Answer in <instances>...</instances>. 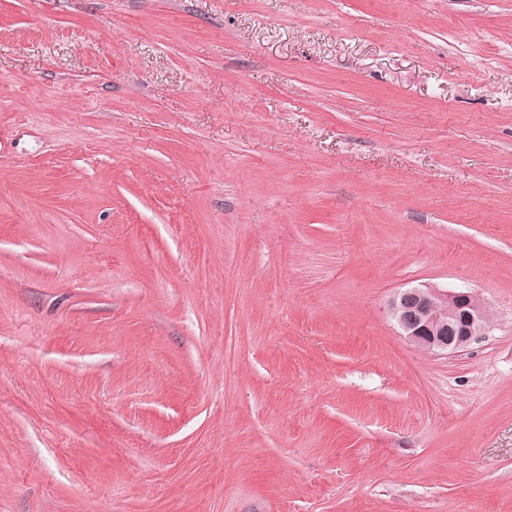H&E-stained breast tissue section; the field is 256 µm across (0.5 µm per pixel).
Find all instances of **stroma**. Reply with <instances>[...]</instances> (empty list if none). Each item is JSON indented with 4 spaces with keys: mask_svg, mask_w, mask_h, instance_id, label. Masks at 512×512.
Wrapping results in <instances>:
<instances>
[{
    "mask_svg": "<svg viewBox=\"0 0 512 512\" xmlns=\"http://www.w3.org/2000/svg\"><path fill=\"white\" fill-rule=\"evenodd\" d=\"M0 512H512V0H0ZM390 311L402 336L436 353L464 350L487 325L484 303L469 290L406 288L396 292Z\"/></svg>",
    "mask_w": 512,
    "mask_h": 512,
    "instance_id": "1",
    "label": "stroma"
}]
</instances>
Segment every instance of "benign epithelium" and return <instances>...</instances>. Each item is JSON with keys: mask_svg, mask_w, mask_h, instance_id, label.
I'll return each mask as SVG.
<instances>
[{"mask_svg": "<svg viewBox=\"0 0 512 512\" xmlns=\"http://www.w3.org/2000/svg\"><path fill=\"white\" fill-rule=\"evenodd\" d=\"M390 311L402 336L436 353L464 350L487 325L484 303L469 290L406 288L396 292Z\"/></svg>", "mask_w": 512, "mask_h": 512, "instance_id": "1", "label": "benign epithelium"}]
</instances>
